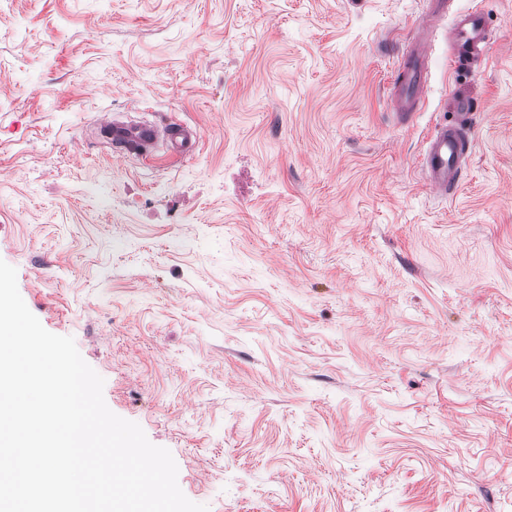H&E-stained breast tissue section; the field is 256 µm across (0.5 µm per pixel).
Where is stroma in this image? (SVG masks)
<instances>
[{
	"label": "stroma",
	"mask_w": 512,
	"mask_h": 512,
	"mask_svg": "<svg viewBox=\"0 0 512 512\" xmlns=\"http://www.w3.org/2000/svg\"><path fill=\"white\" fill-rule=\"evenodd\" d=\"M0 0V259L209 512H512V0ZM474 101L455 193L422 159ZM109 116L196 128L119 156ZM451 34L453 52L448 57L450 66L457 64L458 61L469 62L480 57L489 41L485 19L478 12L457 15L453 21ZM401 80L395 82L401 116L405 120L416 114L420 99L425 93L431 75L430 54L424 43L408 44L397 63Z\"/></svg>",
	"instance_id": "stroma-1"
}]
</instances>
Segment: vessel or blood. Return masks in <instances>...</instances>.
Returning <instances> with one entry per match:
<instances>
[{
    "label": "vessel or blood",
    "instance_id": "1",
    "mask_svg": "<svg viewBox=\"0 0 512 512\" xmlns=\"http://www.w3.org/2000/svg\"><path fill=\"white\" fill-rule=\"evenodd\" d=\"M489 33L482 14L473 12L457 15L453 21L449 64L467 62L483 55ZM400 76L395 86L398 103L404 118L414 116L418 103L425 93L431 75L430 54L425 44H410L397 63ZM454 122L439 125L431 138L423 159V167L430 186L437 193H453L460 182L465 161L470 150L473 121V104L470 97L457 96L451 102ZM107 142L119 153L165 145L179 153H189L195 148L192 133L185 127L160 126L143 122L134 125L101 120Z\"/></svg>",
    "mask_w": 512,
    "mask_h": 512
}]
</instances>
